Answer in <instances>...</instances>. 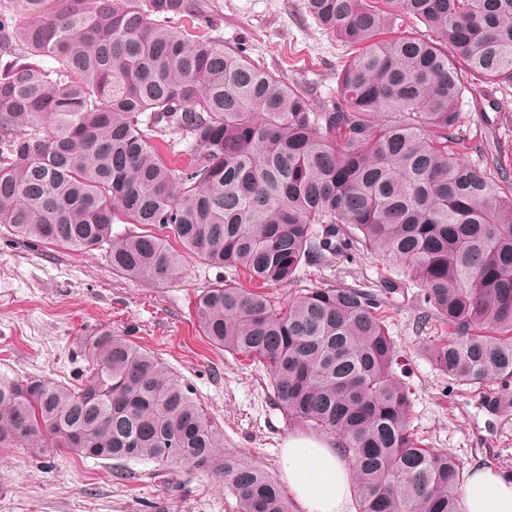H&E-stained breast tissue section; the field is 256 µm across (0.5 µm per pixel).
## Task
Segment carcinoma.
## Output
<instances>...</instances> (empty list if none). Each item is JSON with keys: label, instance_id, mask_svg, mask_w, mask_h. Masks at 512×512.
<instances>
[{"label": "carcinoma", "instance_id": "obj_1", "mask_svg": "<svg viewBox=\"0 0 512 512\" xmlns=\"http://www.w3.org/2000/svg\"><path fill=\"white\" fill-rule=\"evenodd\" d=\"M306 0L354 49L336 96L170 22L194 0L0 3V226L28 242L108 246L112 270L164 281L170 232L224 281L196 296L209 344L266 367L291 418L334 434L358 512H461L464 469L411 426L388 332L395 288L311 274L345 246L397 262L420 288L424 351L455 383L512 381V175L464 160L462 100L512 85V0ZM405 14L418 30L384 40ZM50 59L48 67L43 61ZM173 132L194 163L162 152ZM302 282L281 298L268 286ZM86 379L0 373V447L184 466L224 480L238 512H291L282 482L243 455L192 389L147 350L103 332Z\"/></svg>", "mask_w": 512, "mask_h": 512}]
</instances>
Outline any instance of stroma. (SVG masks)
Returning a JSON list of instances; mask_svg holds the SVG:
<instances>
[{"instance_id":"35a3bbf8","label":"stroma","mask_w":512,"mask_h":512,"mask_svg":"<svg viewBox=\"0 0 512 512\" xmlns=\"http://www.w3.org/2000/svg\"><path fill=\"white\" fill-rule=\"evenodd\" d=\"M202 16L181 18L195 35L223 40L267 70L305 86L314 102L335 95L345 49L317 25L304 0H199ZM475 83L460 134L468 160L493 149L512 162V87L499 88L485 110ZM224 271L180 252L171 280H135L113 271L104 251L73 252L0 232V371L18 378L80 384L87 340L109 331L149 349L176 372L224 430V449L281 476L280 454L292 437L312 436L286 417L259 363L219 351L199 335L197 293ZM336 285L402 281L398 264L348 250L322 271ZM425 306L418 289L398 304L389 333L401 351L413 390L410 422L431 448L455 454L465 469L512 473V383L490 391L453 384L427 359L423 345L437 325L417 327ZM168 487L151 462L110 461L52 449L35 455L0 448V512H238L236 499L209 473L179 468Z\"/></svg>"}]
</instances>
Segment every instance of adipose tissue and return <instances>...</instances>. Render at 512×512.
Segmentation results:
<instances>
[{"mask_svg":"<svg viewBox=\"0 0 512 512\" xmlns=\"http://www.w3.org/2000/svg\"><path fill=\"white\" fill-rule=\"evenodd\" d=\"M280 466L304 512H349L352 468L338 449L313 438H291ZM460 495L464 512H512V475L474 467Z\"/></svg>","mask_w":512,"mask_h":512,"instance_id":"1","label":"adipose tissue"}]
</instances>
